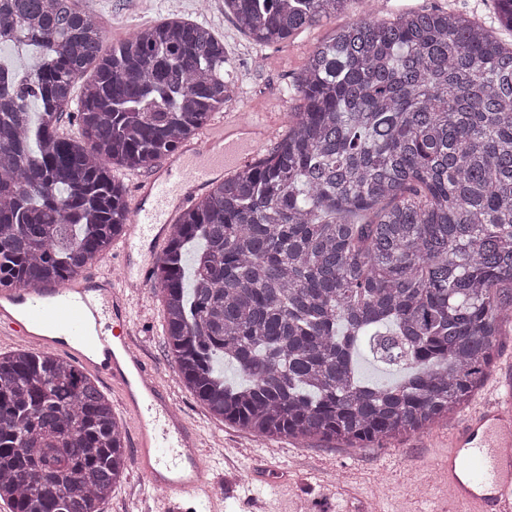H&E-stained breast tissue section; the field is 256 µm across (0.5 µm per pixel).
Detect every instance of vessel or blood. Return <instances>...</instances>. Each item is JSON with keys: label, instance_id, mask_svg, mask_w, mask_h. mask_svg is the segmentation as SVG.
I'll use <instances>...</instances> for the list:
<instances>
[{"label": "vessel or blood", "instance_id": "1", "mask_svg": "<svg viewBox=\"0 0 512 512\" xmlns=\"http://www.w3.org/2000/svg\"><path fill=\"white\" fill-rule=\"evenodd\" d=\"M267 136L262 114L245 121L229 112L150 176L137 178L120 249L121 275L81 270L58 285L0 289L1 335L19 337L37 350L64 351L118 389L136 424V475L161 491L164 512H182L187 502L204 504L210 483L196 430L133 346L128 288L147 287L152 266L132 265L130 257L142 241L159 245L177 212L188 209L215 178L248 167ZM436 483L448 491L438 512H512V385L502 393L491 390L449 434Z\"/></svg>", "mask_w": 512, "mask_h": 512}]
</instances>
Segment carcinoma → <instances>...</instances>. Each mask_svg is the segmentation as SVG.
<instances>
[{
	"instance_id": "carcinoma-1",
	"label": "carcinoma",
	"mask_w": 512,
	"mask_h": 512,
	"mask_svg": "<svg viewBox=\"0 0 512 512\" xmlns=\"http://www.w3.org/2000/svg\"><path fill=\"white\" fill-rule=\"evenodd\" d=\"M356 0H224L270 44ZM512 31V0H494ZM0 286L59 284L129 223L119 167H149L233 101L224 43L168 18L108 51L79 0H0ZM82 94L74 97L77 84ZM269 157L175 224L156 277L179 379L258 438L348 448L424 433L483 385L512 318V44L454 10L364 15L317 45ZM39 111H31V100ZM75 111L78 136L58 134ZM402 372L361 380L357 348ZM227 361L243 382L224 381ZM123 426L52 352L0 356V501L100 512Z\"/></svg>"
}]
</instances>
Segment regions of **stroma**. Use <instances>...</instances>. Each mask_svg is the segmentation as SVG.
I'll list each match as a JSON object with an SVG mask.
<instances>
[{
	"label": "stroma",
	"instance_id": "stroma-1",
	"mask_svg": "<svg viewBox=\"0 0 512 512\" xmlns=\"http://www.w3.org/2000/svg\"><path fill=\"white\" fill-rule=\"evenodd\" d=\"M210 2L207 11L199 9L198 0H81V5L104 20L108 47L122 41L131 25L173 15L211 26L224 43L237 84L233 111L260 112L267 121L269 134L258 153L262 159L285 134L289 114L300 104L294 86L310 53L335 28L366 11L379 19L407 8L451 9L485 21L492 14L488 0H376L370 9L355 0L341 15L288 40L260 45L225 14L224 0ZM132 318L138 352L200 436L217 512H350L382 484L387 487L383 512H432L431 501L420 498L416 488L447 454L448 433L460 422V414L443 419L427 433L406 435L378 448L351 449L317 439L261 440L213 418L179 381L163 340L156 286L136 292ZM135 467V457H128L126 475L102 504V512H153L159 506L160 493L137 481Z\"/></svg>",
	"mask_w": 512,
	"mask_h": 512
}]
</instances>
